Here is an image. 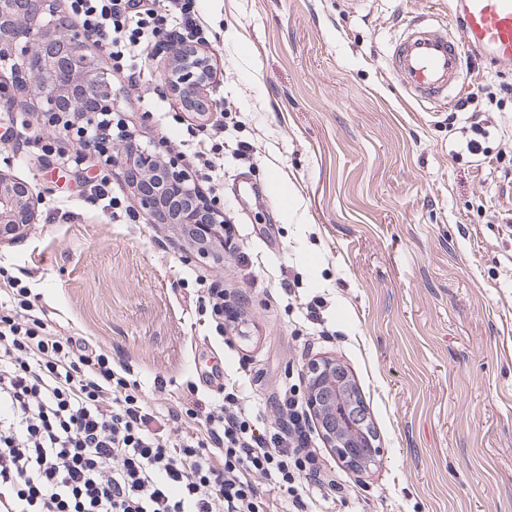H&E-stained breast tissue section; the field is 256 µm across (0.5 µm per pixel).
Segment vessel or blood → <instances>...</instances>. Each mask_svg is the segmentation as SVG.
Instances as JSON below:
<instances>
[{
	"label": "vessel or blood",
	"instance_id": "vessel-or-blood-1",
	"mask_svg": "<svg viewBox=\"0 0 512 512\" xmlns=\"http://www.w3.org/2000/svg\"><path fill=\"white\" fill-rule=\"evenodd\" d=\"M449 7L463 40L417 16L405 22L387 56L394 78L422 104L452 103L466 50L477 51L498 71L512 72V0H450Z\"/></svg>",
	"mask_w": 512,
	"mask_h": 512
}]
</instances>
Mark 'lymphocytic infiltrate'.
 Returning <instances> with one entry per match:
<instances>
[{
  "label": "lymphocytic infiltrate",
  "instance_id": "1",
  "mask_svg": "<svg viewBox=\"0 0 512 512\" xmlns=\"http://www.w3.org/2000/svg\"><path fill=\"white\" fill-rule=\"evenodd\" d=\"M84 31L104 34L113 72L144 80L133 47L200 42L197 0H68ZM28 290L0 312V512H264L256 479L290 512H329L348 491L308 447L296 398L293 436L254 434L241 410L209 414L205 437L166 422L106 354L22 316Z\"/></svg>",
  "mask_w": 512,
  "mask_h": 512
}]
</instances>
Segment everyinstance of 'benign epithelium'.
<instances>
[{"instance_id": "7a95c632", "label": "benign epithelium", "mask_w": 512, "mask_h": 512, "mask_svg": "<svg viewBox=\"0 0 512 512\" xmlns=\"http://www.w3.org/2000/svg\"><path fill=\"white\" fill-rule=\"evenodd\" d=\"M100 39L71 29L57 0H0V61L10 64L12 83L31 88L33 111L57 132H76L79 148L94 150L133 175L131 188L152 224H167L188 238L202 259L224 240L225 225L191 174L178 161L120 134L112 142L117 94L98 59ZM213 71L198 48L183 47L165 72L171 92L187 112H209L205 94ZM31 188L0 173V241L33 222ZM303 398L326 447L345 467L361 472L380 454L377 434L348 370L333 360L312 362Z\"/></svg>"}]
</instances>
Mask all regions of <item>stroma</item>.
<instances>
[{
    "label": "stroma",
    "mask_w": 512,
    "mask_h": 512,
    "mask_svg": "<svg viewBox=\"0 0 512 512\" xmlns=\"http://www.w3.org/2000/svg\"><path fill=\"white\" fill-rule=\"evenodd\" d=\"M217 111H184L161 63L122 88L117 121L177 158L226 222L217 261L149 223L119 168L80 155L16 94L0 112V173L36 219L0 242V302L30 288L48 331L130 370L156 415L205 428L226 385L271 431L308 365L353 376L382 446L363 473L310 445L352 500L334 512H512V73L465 64L487 155L453 108L424 106L386 70L408 15L461 27L448 0H200ZM236 114L224 176L193 153ZM54 141L45 154L41 143ZM107 183L115 207L89 197Z\"/></svg>",
    "instance_id": "obj_1"
}]
</instances>
